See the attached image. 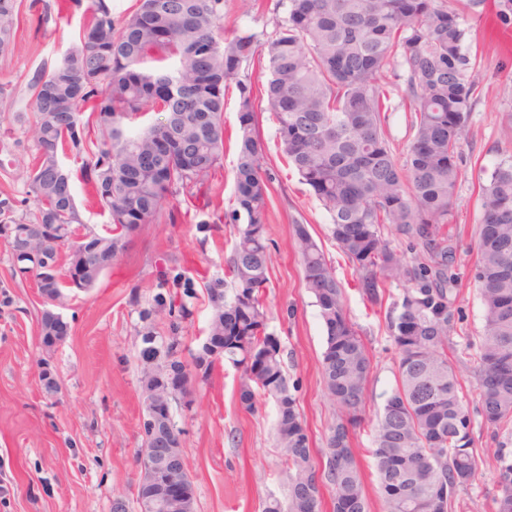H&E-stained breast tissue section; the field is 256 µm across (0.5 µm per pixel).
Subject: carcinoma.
<instances>
[{"label":"carcinoma","mask_w":512,"mask_h":512,"mask_svg":"<svg viewBox=\"0 0 512 512\" xmlns=\"http://www.w3.org/2000/svg\"><path fill=\"white\" fill-rule=\"evenodd\" d=\"M89 20L78 42L51 71L31 81L34 120L28 132L36 154L25 177L34 219L17 216L18 200L0 195V236L20 224L34 248L55 262L44 282L42 259L20 272L34 277L44 298L40 333L66 331L54 316L64 290L88 291L141 228L203 187L224 159V97L238 91L234 219H244L227 259L234 288L224 278L204 283L212 309L208 336L186 348L180 332L198 299L194 280L165 256L155 265L151 300L140 286L129 302L141 327L137 358L144 399L162 406L191 394L220 359L242 369L239 401L255 410L256 396L273 399L278 447L289 472L288 508L273 499L264 512H321L322 486H333V512H368L363 474L353 448L361 425L372 362L359 326L348 316L344 288L305 224L294 240L306 288L326 330L322 379L341 416L329 430L325 464L313 449L297 397L288 382L278 336L266 331L269 281L266 211L272 177L263 170L253 86L242 66L266 60L265 110L278 124L283 154L330 217L329 232L352 264L362 298L384 313L397 349L396 386L377 422L373 456L385 512H452L476 480L470 417L448 362L457 332L458 244L448 237L462 177L463 145L478 85L465 47L466 28L448 0H285L286 16L262 40L255 33L223 36L224 0H138L120 25L112 0H89ZM498 25L512 26V0H498ZM15 0H0V52L13 43ZM157 54L177 58L171 71L145 69ZM399 62L411 101L406 156L385 135L386 112L378 78ZM95 116L100 145L91 149L85 109ZM143 129L132 120L148 113ZM81 161L83 181L112 220L101 235L81 220L59 152ZM475 280L483 323L474 369L484 423L512 434V159L498 163L482 184ZM410 241L411 256L384 234ZM401 287L391 298L389 287ZM165 316L167 334L156 331ZM495 512H512V452L495 450Z\"/></svg>","instance_id":"carcinoma-1"}]
</instances>
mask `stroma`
I'll return each mask as SVG.
<instances>
[{
  "label": "stroma",
  "mask_w": 512,
  "mask_h": 512,
  "mask_svg": "<svg viewBox=\"0 0 512 512\" xmlns=\"http://www.w3.org/2000/svg\"><path fill=\"white\" fill-rule=\"evenodd\" d=\"M55 0H17L19 25L15 48L0 55V85L11 97L0 99V191L21 200V213L36 211L22 175L36 150L17 122L18 113H32L30 80L50 71L77 39L87 12L54 10ZM279 0H224V34L248 29L271 33L283 17ZM466 47L476 66L478 94L471 109L464 146L462 177L456 196L455 223L463 232L455 265L460 276V328L478 335L483 311L474 280L477 227L482 217L480 185L501 159L512 156V127L503 121L512 113V30L495 26L492 18L467 13ZM379 83L388 101L386 135L398 157L409 144L410 104L405 86L392 72ZM259 135L264 167L272 178L267 210L270 239L269 282L265 290L267 330L279 336L285 370L299 381V409L315 454L326 447L337 416L321 376L326 332L314 297L303 279L293 239L294 220H303L322 248L344 289L345 308L361 328L372 358L365 419L356 430L355 451L365 475L369 512H384L378 489L373 435L385 400L394 388L396 349L383 316L373 314L355 288V274L329 235L330 218L310 188L280 151L277 124L260 112ZM238 101L235 91L224 99L225 147L222 167L203 187L201 198L178 208V220L161 217L145 225L95 288L68 293L59 312L68 325L66 339L42 345L39 322L43 300L33 281L11 273L9 249L0 240V512H112L122 499L127 512H138L137 485L141 470L135 452L143 442L145 414L136 359L138 315L130 306L132 284L150 288L155 261L175 256L199 274H221L234 240V175ZM63 163L72 171L73 192L85 224L107 234L111 218L93 198L77 173L72 157ZM208 231H199L201 223ZM293 318H286L287 308ZM448 358L461 384L471 417V437L478 450L476 480L461 496L455 512H493L495 448L512 451V436L494 432L482 421L473 369L475 350L455 347ZM50 366L56 389L47 392L41 378ZM240 373L228 363L216 366L207 383L196 385L191 404L172 408L184 431L183 455L196 494V512H263L267 501L287 502L288 469L277 446L276 408L258 400L256 412L239 402Z\"/></svg>",
  "instance_id": "35a3bbf8"
}]
</instances>
